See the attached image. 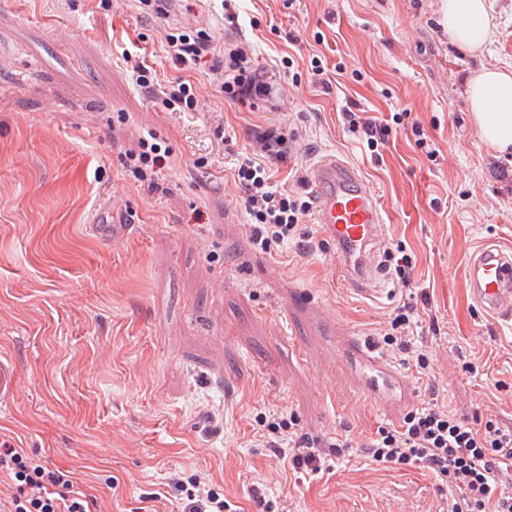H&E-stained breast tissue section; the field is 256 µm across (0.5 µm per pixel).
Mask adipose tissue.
Listing matches in <instances>:
<instances>
[{
	"label": "adipose tissue",
	"instance_id": "obj_1",
	"mask_svg": "<svg viewBox=\"0 0 512 512\" xmlns=\"http://www.w3.org/2000/svg\"><path fill=\"white\" fill-rule=\"evenodd\" d=\"M442 27L451 41L470 51L493 42L497 27L488 0H443ZM467 102L480 138L499 152L512 150V70L486 69L471 77Z\"/></svg>",
	"mask_w": 512,
	"mask_h": 512
}]
</instances>
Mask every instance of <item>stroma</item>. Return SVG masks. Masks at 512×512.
<instances>
[{
  "mask_svg": "<svg viewBox=\"0 0 512 512\" xmlns=\"http://www.w3.org/2000/svg\"><path fill=\"white\" fill-rule=\"evenodd\" d=\"M440 2L236 0L229 16L219 0H180L164 21L130 0H0V359L15 367L0 439L75 472L93 512H176L170 482L193 474L236 512H257L253 486L287 512H442L427 470L366 457L392 419L331 339L337 322L378 337L411 303V350L384 357L412 382V408L512 424V320L486 315L465 273L482 243L512 249V153L480 139L465 95L473 72L512 69V0H489L498 35L477 55L443 35ZM203 25L250 45L273 98L242 105L208 69L174 67L165 29ZM125 50L153 68L151 88L133 85ZM178 78L196 111L156 105ZM347 107L411 115L374 152L344 125ZM273 129L288 133L275 184L297 189L326 156L360 168L389 243L414 260L410 288L356 293L329 242L252 250L234 160ZM150 132L170 164L147 183L123 154ZM102 222L115 241L93 232ZM312 302L330 323L311 319ZM289 418L351 447L320 473L293 471L262 425Z\"/></svg>",
  "mask_w": 512,
  "mask_h": 512,
  "instance_id": "stroma-1",
  "label": "stroma"
}]
</instances>
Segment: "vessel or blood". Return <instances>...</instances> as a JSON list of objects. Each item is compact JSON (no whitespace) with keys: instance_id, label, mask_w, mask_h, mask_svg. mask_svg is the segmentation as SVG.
<instances>
[{"instance_id":"obj_1","label":"vessel or blood","mask_w":512,"mask_h":512,"mask_svg":"<svg viewBox=\"0 0 512 512\" xmlns=\"http://www.w3.org/2000/svg\"><path fill=\"white\" fill-rule=\"evenodd\" d=\"M309 180L317 222L336 246L346 283L360 294H375V254L385 244L388 220L374 192L355 165L333 157L315 163ZM466 273L472 296L487 315L512 316V251L484 243L471 255ZM336 349L373 403L390 412L408 404V380L355 332L337 329Z\"/></svg>"}]
</instances>
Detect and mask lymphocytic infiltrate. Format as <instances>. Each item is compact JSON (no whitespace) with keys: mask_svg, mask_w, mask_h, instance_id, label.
Segmentation results:
<instances>
[{"mask_svg":"<svg viewBox=\"0 0 512 512\" xmlns=\"http://www.w3.org/2000/svg\"><path fill=\"white\" fill-rule=\"evenodd\" d=\"M165 51L178 67L208 65L220 92L235 102L269 95L271 87L255 75L250 52L240 45L223 46L204 28L165 32ZM288 143L285 132L263 138L262 156L243 155L234 169L242 190L249 241L270 253L294 241L306 250L317 243L302 225L312 207L308 194L278 187L271 180L265 157H282ZM138 180L161 171L169 153L157 142L139 139L125 154ZM343 439H321L306 434L288 440V463L294 470L320 472L327 458L343 456ZM372 463L384 469H426L448 491L447 512H512V426L489 417L468 421L438 405L408 411L399 424L378 427L365 444ZM74 474L48 467L24 449L0 443V512H92L93 498L74 492ZM181 496V512H230L231 504L200 477L173 481Z\"/></svg>","mask_w":512,"mask_h":512,"instance_id":"1","label":"lymphocytic infiltrate"}]
</instances>
